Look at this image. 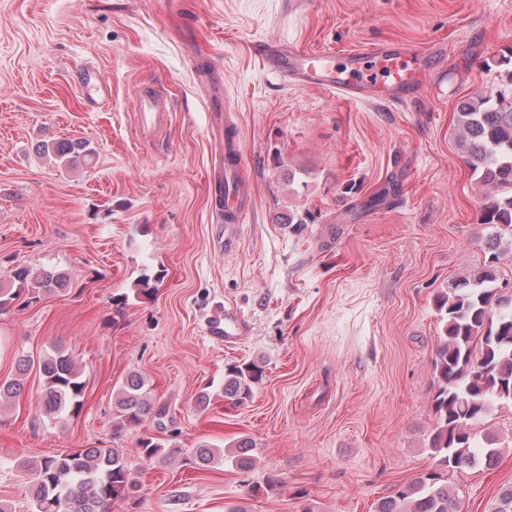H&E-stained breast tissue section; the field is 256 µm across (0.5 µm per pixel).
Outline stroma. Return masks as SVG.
Returning a JSON list of instances; mask_svg holds the SVG:
<instances>
[{
	"mask_svg": "<svg viewBox=\"0 0 512 512\" xmlns=\"http://www.w3.org/2000/svg\"><path fill=\"white\" fill-rule=\"evenodd\" d=\"M271 39L338 54L444 43L432 65L448 80L396 106L286 88L253 50ZM196 48L224 75L253 201L226 247L208 202ZM511 48L512 0H0V280L19 265L69 276L0 314V379L19 356L61 347L86 383L82 411L62 423L44 417L35 372L0 408V499L28 512L22 462L69 448L125 449L140 488L113 512H374L434 467L435 297L484 260L455 105L499 87ZM85 66L111 87L105 109L80 103ZM150 86L170 110L146 134L134 100ZM48 139L88 140L93 163L50 161L38 152ZM377 194L385 202L364 209ZM157 271L154 297L121 304ZM228 307L249 324L229 348L205 333ZM253 361L264 374L251 401L220 399L225 364ZM131 372L159 411L146 431L180 449L168 464L139 457L138 432L113 435L112 393ZM204 391L215 400L202 412ZM474 429L498 438V461L450 482L462 512H489L512 484V407L491 403ZM244 438L251 471L221 459L197 469L193 448ZM270 475L279 490L252 495Z\"/></svg>",
	"mask_w": 512,
	"mask_h": 512,
	"instance_id": "1",
	"label": "stroma"
}]
</instances>
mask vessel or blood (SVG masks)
<instances>
[{"label":"vessel or blood","instance_id":"obj_1","mask_svg":"<svg viewBox=\"0 0 512 512\" xmlns=\"http://www.w3.org/2000/svg\"><path fill=\"white\" fill-rule=\"evenodd\" d=\"M254 51L263 67L278 76L284 86L321 88L338 92L351 101L371 99L381 104L403 103L416 98L437 74L432 59L444 56L445 49L434 45L422 50L398 43L378 42L338 55L311 52L287 40L264 41ZM197 72L209 93V126L217 146L215 158L207 171L210 208L218 223L232 229L243 223L251 202L242 192L245 166L237 131L224 124L227 104L224 84L215 58L198 53L194 56ZM78 90L86 95L88 105L103 108L108 99L102 76L89 68L79 69L75 79ZM136 108L143 126L157 125L164 117L165 102L146 88L135 95ZM244 320L225 312L223 320L209 322L215 342L232 345L243 333Z\"/></svg>","mask_w":512,"mask_h":512}]
</instances>
